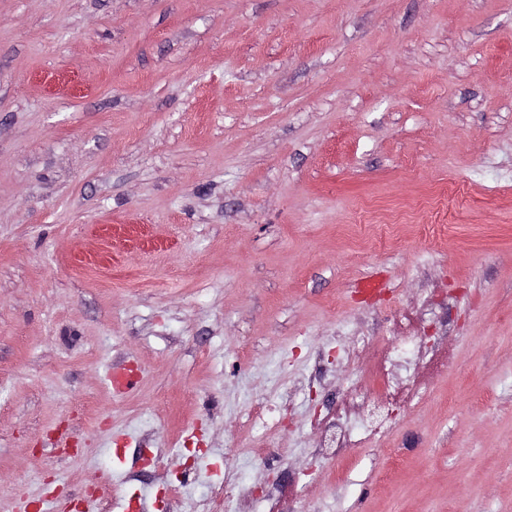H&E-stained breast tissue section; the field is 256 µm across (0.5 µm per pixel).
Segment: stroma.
I'll list each match as a JSON object with an SVG mask.
<instances>
[{"mask_svg":"<svg viewBox=\"0 0 512 512\" xmlns=\"http://www.w3.org/2000/svg\"><path fill=\"white\" fill-rule=\"evenodd\" d=\"M411 311L454 365L319 456ZM228 466L512 512V0H0V512H209Z\"/></svg>","mask_w":512,"mask_h":512,"instance_id":"1","label":"stroma"}]
</instances>
